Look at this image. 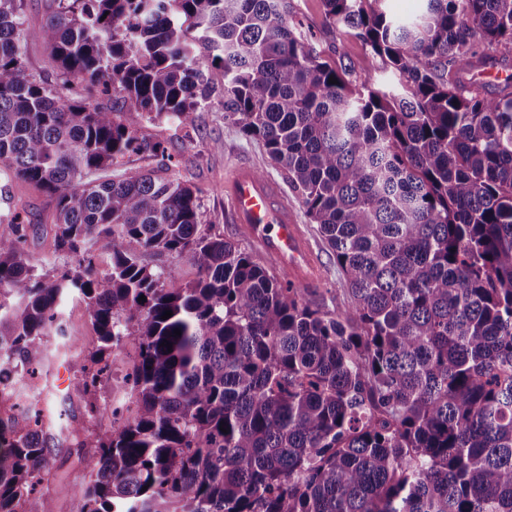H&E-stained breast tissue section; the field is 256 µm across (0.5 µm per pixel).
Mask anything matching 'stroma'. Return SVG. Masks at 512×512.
Instances as JSON below:
<instances>
[{"mask_svg":"<svg viewBox=\"0 0 512 512\" xmlns=\"http://www.w3.org/2000/svg\"><path fill=\"white\" fill-rule=\"evenodd\" d=\"M293 17L301 22L313 45L324 61L331 66H348L357 80L379 79L362 42L351 31L342 27L327 26L321 0H292ZM216 94L193 114L192 124L177 127L166 121L143 123L140 132L153 140L165 143L172 156L170 174L198 190L204 220L223 232L225 237L243 241L237 225L232 224L224 199V169L226 166L246 162L275 179L283 188L289 204L304 224L316 249L325 273L321 282L312 284L310 292L323 310L333 312L348 301L344 278L336 267L327 245L311 224L298 194L288 185L285 176L269 158L262 142L245 137L239 128L224 118L221 90L224 71L210 70ZM48 354L52 362L49 382L53 393L55 412L61 413L60 425L52 427L54 437L49 467L53 478L48 486L56 512H78L77 491L84 482L87 471L85 461L92 450L89 443L98 428L89 423L83 408V399L75 389L81 374L82 358L65 354L61 342L50 338ZM84 429L82 437L71 433L72 427Z\"/></svg>","mask_w":512,"mask_h":512,"instance_id":"1","label":"stroma"}]
</instances>
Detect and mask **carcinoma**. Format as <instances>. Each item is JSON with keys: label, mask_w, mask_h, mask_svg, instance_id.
I'll return each mask as SVG.
<instances>
[{"label": "carcinoma", "mask_w": 512, "mask_h": 512, "mask_svg": "<svg viewBox=\"0 0 512 512\" xmlns=\"http://www.w3.org/2000/svg\"><path fill=\"white\" fill-rule=\"evenodd\" d=\"M53 2L30 32L21 0H0V180L48 199L70 263L38 272L31 220L0 213V352L42 370L46 337L78 335L64 303L84 304L100 345L77 386L112 423L80 512H512V79H478L512 66V0H425L412 20L323 0L384 82L323 61L290 0ZM31 37L57 86L26 73ZM211 65L224 118L263 142L344 276L334 316L204 223L167 147L139 134L190 124ZM131 154L157 165L104 175ZM127 336L121 419L98 390ZM50 440L35 406L0 417V512H55L39 495ZM143 259L149 265L162 267L168 277L179 284L188 283L196 278V269L185 259L154 253H147Z\"/></svg>", "instance_id": "1"}]
</instances>
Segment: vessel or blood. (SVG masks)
Masks as SVG:
<instances>
[{
	"instance_id": "vessel-or-blood-1",
	"label": "vessel or blood",
	"mask_w": 512,
	"mask_h": 512,
	"mask_svg": "<svg viewBox=\"0 0 512 512\" xmlns=\"http://www.w3.org/2000/svg\"><path fill=\"white\" fill-rule=\"evenodd\" d=\"M224 195L232 221L253 245L298 284L323 277L316 251L276 181L240 163L224 178Z\"/></svg>"
}]
</instances>
